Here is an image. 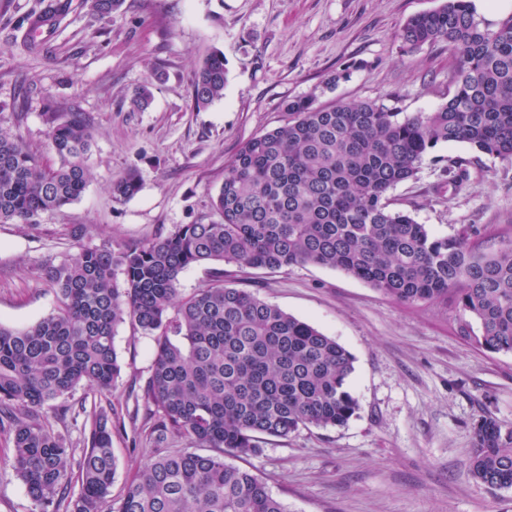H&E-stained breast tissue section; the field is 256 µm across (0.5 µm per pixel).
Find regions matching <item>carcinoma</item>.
<instances>
[{
	"instance_id": "1",
	"label": "carcinoma",
	"mask_w": 512,
	"mask_h": 512,
	"mask_svg": "<svg viewBox=\"0 0 512 512\" xmlns=\"http://www.w3.org/2000/svg\"><path fill=\"white\" fill-rule=\"evenodd\" d=\"M123 3L90 0L102 16ZM397 39L404 54L448 45L458 77L447 102L402 117L376 101L322 108L313 96L291 100L288 122L252 137L224 167L213 199L219 219L118 248L80 246L46 265L57 313L23 330L0 325V431L13 444L0 469L11 468L34 501L53 512H285L261 478L225 458L257 455L267 438L301 428L343 427L357 414L349 350L221 279L181 297L179 276L194 265L316 264L405 303L452 293L478 325L476 343L512 353V240L481 252L466 229L437 237L392 209L387 196L441 144L466 143L512 162V17L489 29L471 0H445L409 17ZM227 74L223 52L211 51L191 78L197 109L224 97ZM45 116L48 149L58 158L53 167L20 136L0 130L1 224H32L78 200L88 184L91 122L78 111L61 123L53 112ZM139 188L135 169L110 185L118 202ZM118 270L121 288L114 284ZM127 319L155 340L143 388L148 436L158 447L181 438L190 448L152 459L114 502L112 416L53 402L81 385L111 391L120 372L113 338ZM45 407L58 421L85 416L86 447L79 451L54 432ZM474 437L471 478L490 489L512 488V426L485 416Z\"/></svg>"
}]
</instances>
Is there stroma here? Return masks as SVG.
Listing matches in <instances>:
<instances>
[{"label": "stroma", "instance_id": "obj_1", "mask_svg": "<svg viewBox=\"0 0 512 512\" xmlns=\"http://www.w3.org/2000/svg\"><path fill=\"white\" fill-rule=\"evenodd\" d=\"M49 2L0 0V128L21 134L52 164L45 113L62 120L79 107L95 129L91 177L80 200L36 223H0V325L10 328L56 311L45 265L76 245L148 241L215 218L225 165L247 140L287 121L288 100H377L413 115L444 104L455 88L447 46L406 55L396 38L408 17L441 0H125L106 17L88 0H68L65 18L38 40L28 22ZM215 49L228 82L223 98L199 111L191 75ZM344 69L349 79L326 90ZM144 83L153 100L141 111L130 96ZM460 158L470 179L457 188L443 169ZM131 167L141 188L114 201L110 183ZM389 197L436 236L471 226V243L482 250L512 239V163L468 144L435 148ZM218 271L225 285L256 293L355 358L349 387L359 410L346 426L272 438L261 454L236 461L287 512H512V489H490L469 475L478 421L512 425V353L481 348L476 324L454 303H402L315 264L242 271L218 261L183 271L180 295L212 283ZM114 347L120 373L111 392L81 386L64 401L111 410L117 498L156 454L138 438L154 340L126 321Z\"/></svg>", "mask_w": 512, "mask_h": 512}]
</instances>
